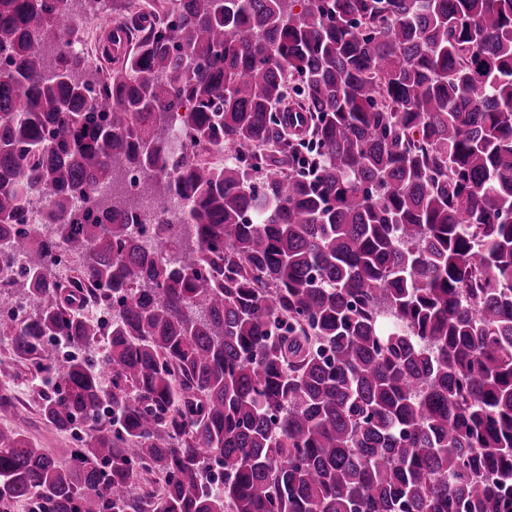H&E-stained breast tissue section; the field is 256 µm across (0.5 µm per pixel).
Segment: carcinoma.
<instances>
[{"label": "carcinoma", "mask_w": 512, "mask_h": 512, "mask_svg": "<svg viewBox=\"0 0 512 512\" xmlns=\"http://www.w3.org/2000/svg\"><path fill=\"white\" fill-rule=\"evenodd\" d=\"M145 2L0 0V512H512V0ZM165 209V213H162L152 198L139 200L140 221L135 226V230L143 247L149 252H160L161 241L156 234L158 221H162V224H174L177 227L182 218L185 203L181 197L172 195L167 199ZM1 390L13 395L11 407H0V426L17 428L24 431L36 443L38 448L62 456L68 448H74L75 442L70 433L60 432L46 424L37 412L36 389L22 376L17 380H0Z\"/></svg>", "instance_id": "carcinoma-1"}]
</instances>
